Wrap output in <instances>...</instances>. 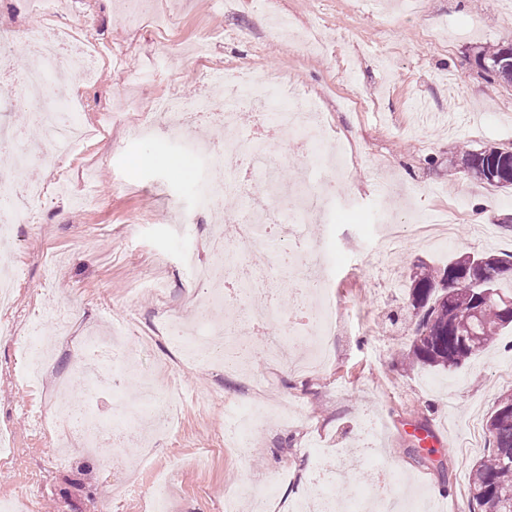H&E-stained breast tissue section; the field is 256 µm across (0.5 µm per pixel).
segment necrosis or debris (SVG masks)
I'll return each instance as SVG.
<instances>
[{"label":"necrosis or debris","instance_id":"4bbe7bcc","mask_svg":"<svg viewBox=\"0 0 512 512\" xmlns=\"http://www.w3.org/2000/svg\"><path fill=\"white\" fill-rule=\"evenodd\" d=\"M87 25V20L82 18L71 29H54L37 23L21 30L0 28V96L10 99L17 111L26 113L27 127L44 133L41 143L26 149L22 143L27 128L0 127V240L13 239L17 225L28 223L33 210L44 201V185L27 176L29 164L59 165L71 153L86 126L83 115L89 110L87 100L82 94L61 91L56 75L60 65H77L85 79H92L104 50L96 45L78 44L75 33ZM23 42L36 48L41 62L20 70L16 67L15 51ZM142 91L148 100L143 129L161 125L178 137L189 136L201 123L222 130V138L208 147L209 153L217 158L208 175L211 208L220 209L224 194L240 191L239 170H246L251 176L250 201L234 212L228 224L218 226L221 242L215 245V252H222L224 244L229 242L263 252L279 238L293 243L298 253L295 271L299 286L290 294L296 315H285L274 307L272 289L254 282L240 285L248 306L249 323L259 327L275 324L281 328L279 338L265 349L267 362L279 364L280 348L284 345L297 354L298 361L291 367L294 374L309 369L311 361H325L327 352L322 347V338L329 335L334 325V313L322 307L318 297L323 280L335 268L336 257L328 252L325 242L311 241L306 223L314 214L325 211L334 191L332 177L336 168L346 166L347 157L335 153L329 144L325 119L317 104L292 84L270 83L246 65L225 70L220 95L215 100L188 97L173 86L160 95L155 94L150 84L143 85ZM247 105L257 110L260 122L269 124L276 132L288 134L299 144L308 161L301 178L305 190L299 198L287 200L277 189V170L267 159L265 141L258 138L248 142L239 135V113ZM192 278L198 284L210 283L211 289L198 301L199 313L194 325L178 319L169 322L170 340L190 363L201 366L219 363L228 369L248 367L250 353L236 338L225 335L222 324L213 320L223 302L222 263L194 268ZM140 343V336L133 333L113 344L95 335L83 336L85 358L77 369L78 377L90 389L117 390L121 377L114 371L112 357ZM72 417L78 423L64 429V437L86 447L96 446L103 438L129 441L141 438L150 429L159 435L170 429L168 402L158 397L117 417L68 400L59 413L49 417L45 428L59 429L60 419ZM363 461L371 472L366 503L354 501L346 505L336 497L335 489L345 476L340 470L330 479L316 475L312 480V494L296 501L297 512H375L377 506H390L393 472L372 456H364Z\"/></svg>","mask_w":512,"mask_h":512}]
</instances>
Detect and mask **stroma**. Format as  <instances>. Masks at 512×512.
Here are the masks:
<instances>
[{"instance_id": "35a3bbf8", "label": "stroma", "mask_w": 512, "mask_h": 512, "mask_svg": "<svg viewBox=\"0 0 512 512\" xmlns=\"http://www.w3.org/2000/svg\"><path fill=\"white\" fill-rule=\"evenodd\" d=\"M69 8L54 23L65 24L73 12L86 16L87 39L123 52L120 68L106 64L94 82L72 83L90 113L115 119L107 135L60 168L29 170L48 198L32 223L18 225L10 245L18 284L7 317L25 336L39 327L44 306L63 303L79 324L73 337L58 340L35 383L21 346L0 341V428L12 439L8 461L0 462V500L28 501L29 512H97L108 490L120 500L114 512H146L147 489L166 473L169 512H221L231 491L278 475L274 512H290L314 475L335 467L337 451L372 448L401 474L396 490L403 503L419 497L427 512H468L469 472L490 439L485 426L500 395L512 392V379L503 377L512 370V332L457 369L411 362V275L416 266L441 268L464 255L512 253V187L489 185L456 163L465 149L512 148V84L488 80L476 62L489 47L512 42V16L499 0H419L413 10L396 5L387 20L377 0H224L219 13L211 0H148L153 22L134 33L121 0H71ZM202 39L207 71L249 64L291 81L356 154L335 177L332 231L320 221L307 225L312 240L331 233L343 256L326 287L338 306L330 365L306 378L270 367L263 346L273 331L254 335L244 298L223 312L229 328L253 346V373L270 378L258 393L248 387L250 375L180 364L164 332L169 318L188 322L197 309L183 251L194 250L199 264L214 259L215 217L195 195L210 164L201 145L220 131L197 126L193 145L161 129L139 133L146 109L140 78L163 67L156 91L174 85L190 96L215 94L212 81L185 63L186 51ZM147 154L153 164H142ZM183 206L194 211L187 224L176 220ZM446 211L459 217L455 245L412 238V225ZM382 212L392 215L388 228L400 232L402 246L372 263L361 227ZM484 223L493 225L494 241L480 235ZM288 256L280 244L239 254L244 271L277 289L286 313L294 287ZM130 320L153 344L127 352L119 394L87 395L76 375L84 356L78 336H106ZM174 373L182 389L206 395L207 408L181 407L166 437L146 449L127 448L121 471L105 463L111 442L60 449L34 416L54 412L64 395L107 414L130 408L145 399L144 381L161 392ZM239 400L263 408L287 402L302 418L267 423L251 454L239 455L219 446ZM426 430L438 446L420 443L417 435Z\"/></svg>"}]
</instances>
